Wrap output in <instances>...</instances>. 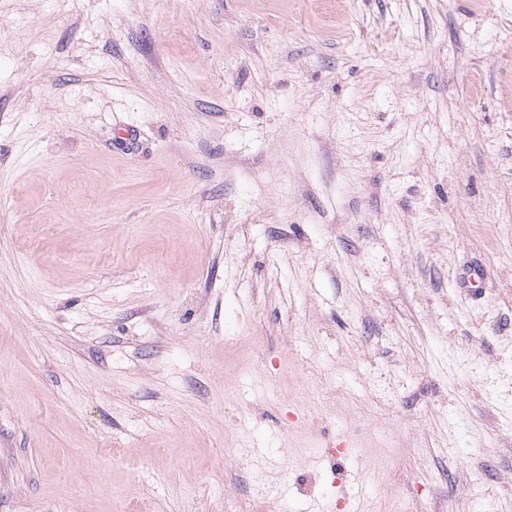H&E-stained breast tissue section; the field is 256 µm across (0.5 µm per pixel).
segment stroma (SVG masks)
I'll list each match as a JSON object with an SVG mask.
<instances>
[{
  "label": "stroma",
  "mask_w": 512,
  "mask_h": 512,
  "mask_svg": "<svg viewBox=\"0 0 512 512\" xmlns=\"http://www.w3.org/2000/svg\"><path fill=\"white\" fill-rule=\"evenodd\" d=\"M394 496L512 512V0H0V512Z\"/></svg>",
  "instance_id": "35a3bbf8"
}]
</instances>
